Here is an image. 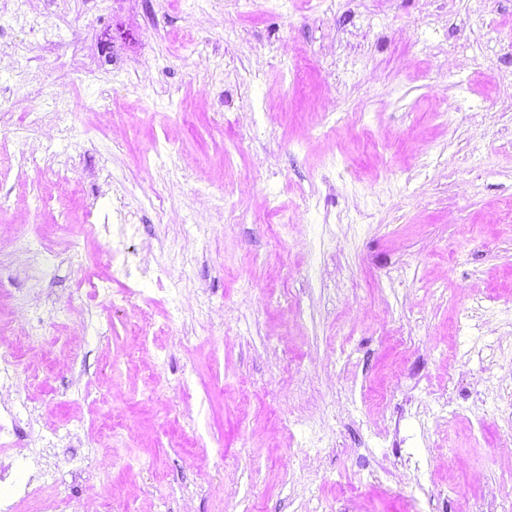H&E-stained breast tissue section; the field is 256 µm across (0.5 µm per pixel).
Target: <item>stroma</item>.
<instances>
[{
	"instance_id": "35a3bbf8",
	"label": "stroma",
	"mask_w": 512,
	"mask_h": 512,
	"mask_svg": "<svg viewBox=\"0 0 512 512\" xmlns=\"http://www.w3.org/2000/svg\"><path fill=\"white\" fill-rule=\"evenodd\" d=\"M74 52L92 72L51 68ZM135 254L167 294L124 274ZM2 324L23 371L0 397L34 415L0 457L30 473L60 450L61 484L20 512H494L512 12L0 7ZM87 453L90 473L64 463Z\"/></svg>"
}]
</instances>
